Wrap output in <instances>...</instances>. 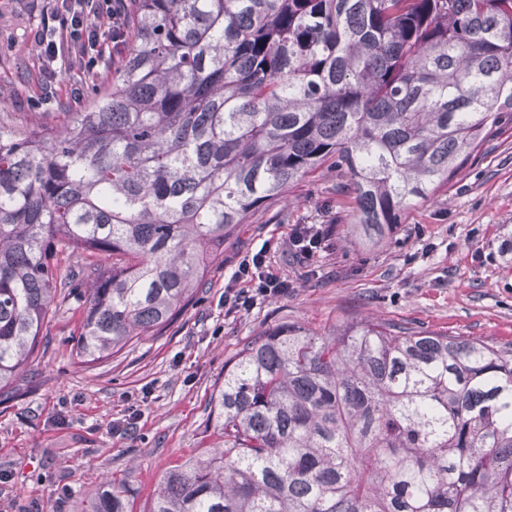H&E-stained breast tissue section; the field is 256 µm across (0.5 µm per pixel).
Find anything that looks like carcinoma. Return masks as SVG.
<instances>
[{
	"label": "carcinoma",
	"mask_w": 512,
	"mask_h": 512,
	"mask_svg": "<svg viewBox=\"0 0 512 512\" xmlns=\"http://www.w3.org/2000/svg\"><path fill=\"white\" fill-rule=\"evenodd\" d=\"M112 86L0 123V391L89 259L83 363L165 329L224 241L329 162L368 236L512 122V0H131ZM112 256V266L93 258ZM149 512H512V342L284 323L227 364ZM126 479L88 512H128Z\"/></svg>",
	"instance_id": "carcinoma-1"
}]
</instances>
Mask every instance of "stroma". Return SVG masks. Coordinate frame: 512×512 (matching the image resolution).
<instances>
[{
  "instance_id": "35a3bbf8",
  "label": "stroma",
  "mask_w": 512,
  "mask_h": 512,
  "mask_svg": "<svg viewBox=\"0 0 512 512\" xmlns=\"http://www.w3.org/2000/svg\"><path fill=\"white\" fill-rule=\"evenodd\" d=\"M52 0H0V119L61 124L78 111L71 88L104 89L115 65L88 74L62 67L45 86L35 33ZM345 175L322 166L238 225L191 303L163 333L111 358L80 363L83 315L70 284H89L81 253L59 261L55 313L38 347L0 397V512H84L111 477L133 486L132 512H149L162 473L197 455L224 365L254 336L284 322L319 334L387 320L452 336L512 342V123L450 182L416 199L382 236L353 222ZM326 224L312 265L289 247L294 225ZM267 248L286 295L225 315L224 283L244 256ZM134 420L131 432L116 431Z\"/></svg>"
}]
</instances>
